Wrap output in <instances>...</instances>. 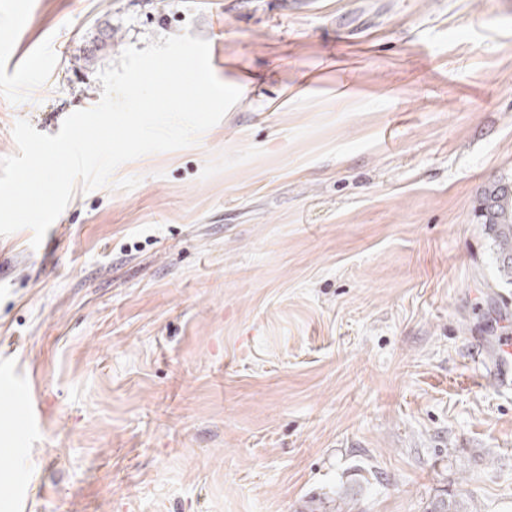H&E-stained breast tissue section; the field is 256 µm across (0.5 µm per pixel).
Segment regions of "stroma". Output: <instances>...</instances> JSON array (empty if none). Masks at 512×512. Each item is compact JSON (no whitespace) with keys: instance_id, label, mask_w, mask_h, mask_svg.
<instances>
[{"instance_id":"obj_1","label":"stroma","mask_w":512,"mask_h":512,"mask_svg":"<svg viewBox=\"0 0 512 512\" xmlns=\"http://www.w3.org/2000/svg\"><path fill=\"white\" fill-rule=\"evenodd\" d=\"M206 39L239 101L191 147L0 236V512H512V0H0V157L127 46ZM36 399L12 406L14 387ZM478 214L495 244L499 274L512 284V181L501 179L486 187ZM350 493H336V498H311L300 508L301 512H353L348 506ZM350 499H353L351 497Z\"/></svg>"}]
</instances>
